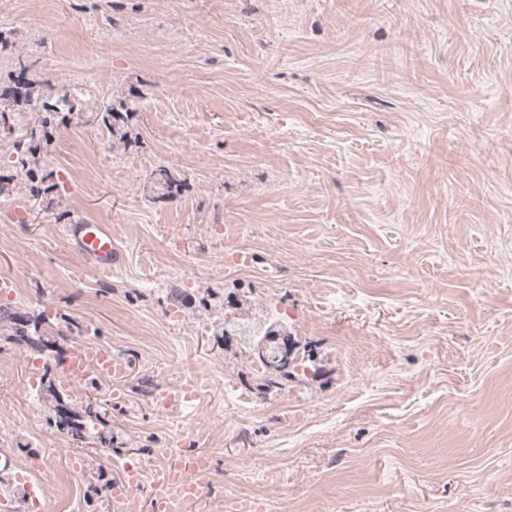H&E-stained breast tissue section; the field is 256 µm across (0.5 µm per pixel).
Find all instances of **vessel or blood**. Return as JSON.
Returning <instances> with one entry per match:
<instances>
[{"mask_svg": "<svg viewBox=\"0 0 512 512\" xmlns=\"http://www.w3.org/2000/svg\"><path fill=\"white\" fill-rule=\"evenodd\" d=\"M68 232L77 252L94 266L108 270L116 264L115 241L108 225L81 220L69 225ZM66 373L77 380L95 376L118 387L127 378L129 365L104 347L78 343L71 350ZM164 457V463L147 479L137 470H123L112 483L113 512H202L201 478L210 469L208 455L183 448L165 452Z\"/></svg>", "mask_w": 512, "mask_h": 512, "instance_id": "obj_1", "label": "vessel or blood"}]
</instances>
